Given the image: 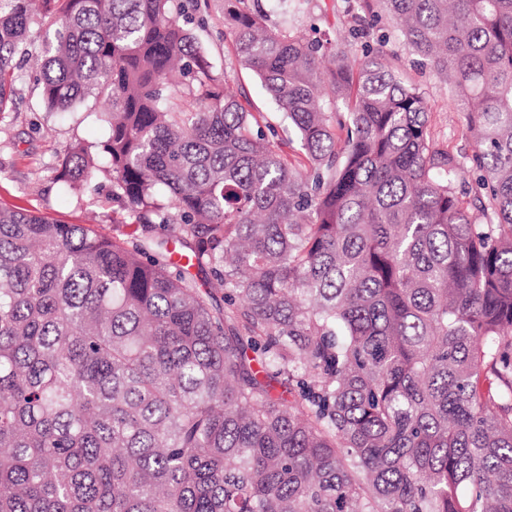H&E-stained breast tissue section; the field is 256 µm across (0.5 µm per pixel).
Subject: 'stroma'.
Wrapping results in <instances>:
<instances>
[{
    "label": "stroma",
    "instance_id": "1",
    "mask_svg": "<svg viewBox=\"0 0 512 512\" xmlns=\"http://www.w3.org/2000/svg\"><path fill=\"white\" fill-rule=\"evenodd\" d=\"M264 7L269 24L291 27L310 38L347 42L353 39L356 16L364 12L361 0H300L288 15L282 14L273 0H266ZM204 20L196 34L215 69L245 86L249 110L276 123L289 155L301 158L295 132L280 121L278 109L258 77L239 63L233 43L224 36V0H209ZM398 65L426 96L434 137L452 153L472 155L474 142L467 131V116L457 109L447 79L437 77L410 55L401 56ZM23 70L12 110L0 118V208H21L68 224H91L101 233L111 234L121 209L112 200L108 159L99 150L106 136L105 122L98 111L86 108L72 113L44 111L32 64H24ZM75 143L92 154L94 175L88 184L71 190L58 182L57 175L64 153Z\"/></svg>",
    "mask_w": 512,
    "mask_h": 512
}]
</instances>
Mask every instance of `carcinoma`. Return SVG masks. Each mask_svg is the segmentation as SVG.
<instances>
[{"label": "carcinoma", "instance_id": "carcinoma-1", "mask_svg": "<svg viewBox=\"0 0 512 512\" xmlns=\"http://www.w3.org/2000/svg\"><path fill=\"white\" fill-rule=\"evenodd\" d=\"M260 2L224 36L303 163L199 0H0V114L36 24L45 109L107 106L125 211L109 237L0 208V512H512V0H364L354 30L385 14L448 76L470 157L380 50ZM92 167L76 144L58 178ZM205 25L194 30L203 46L207 49L215 69L223 72L226 77L245 86L248 93L249 105L252 112H260L277 126L279 142L287 143L288 154L295 159L302 158V151L295 132L288 127L287 122L280 121L276 105L267 96L258 77L249 69L242 66L236 57L233 43L224 37V0H209L204 12Z\"/></svg>", "mask_w": 512, "mask_h": 512}]
</instances>
